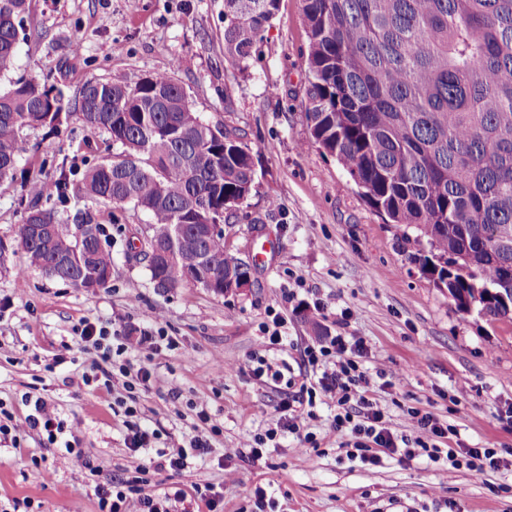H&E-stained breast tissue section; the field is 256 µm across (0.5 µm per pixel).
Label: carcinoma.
I'll return each mask as SVG.
<instances>
[{"instance_id": "cac0c4a2", "label": "carcinoma", "mask_w": 512, "mask_h": 512, "mask_svg": "<svg viewBox=\"0 0 512 512\" xmlns=\"http://www.w3.org/2000/svg\"><path fill=\"white\" fill-rule=\"evenodd\" d=\"M280 0H224V63L245 68ZM28 0H0V76L13 67ZM314 142L371 206L413 226L421 258L463 313L512 323V0H303ZM76 118L115 151L79 179L63 162L52 193L25 182L20 245L27 262L76 288L112 281L95 206L131 204L148 215L139 239L154 286L205 288L250 274L227 248L224 211L255 187L237 137L203 122L175 70L135 82L90 77L70 98L30 76L0 91V182L30 153L26 128ZM55 206L44 208L43 199ZM42 224L35 238L29 225ZM156 260L149 246L169 249Z\"/></svg>"}]
</instances>
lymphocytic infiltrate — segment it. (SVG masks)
<instances>
[{
    "label": "lymphocytic infiltrate",
    "mask_w": 512,
    "mask_h": 512,
    "mask_svg": "<svg viewBox=\"0 0 512 512\" xmlns=\"http://www.w3.org/2000/svg\"><path fill=\"white\" fill-rule=\"evenodd\" d=\"M80 339L92 343L101 362L120 379L126 392L147 387L151 372L147 367H134L125 357L129 347L137 345L150 350L173 348V338L152 327L129 328L110 322L104 325L82 323L76 329ZM365 345L362 339L329 336L306 346L303 361L311 367L312 376L284 377L279 367L265 357L251 356L252 374L261 382H286L292 392L281 405L283 420L276 427L261 433H246L239 444L251 461H261L271 445L277 444L282 431L299 434L302 444H314L307 427L315 417L316 404H330L336 410L335 428L349 432L348 445L360 460L379 465L383 458L400 457L410 460L427 456L431 461L447 458L450 462L465 460L477 471L498 470L505 462L501 448H450L440 450L441 439L452 434L450 425L441 423L433 413L410 407L406 415L409 434L392 430L383 411L372 396L370 379L359 359ZM45 435L49 443L63 442L65 451L59 462L68 467L84 468L88 462L78 447L80 428L77 423L58 419L43 398H35L32 412L24 420H0V444L20 447L28 431ZM147 468L139 467L126 477L96 482L93 493L98 512H223L224 498L217 492H202L188 498L183 488L172 486L158 493L151 489Z\"/></svg>",
    "instance_id": "1"
}]
</instances>
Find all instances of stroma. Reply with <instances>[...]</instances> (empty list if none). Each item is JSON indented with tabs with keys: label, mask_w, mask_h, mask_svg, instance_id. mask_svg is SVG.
I'll list each match as a JSON object with an SVG mask.
<instances>
[{
	"label": "stroma",
	"mask_w": 512,
	"mask_h": 512,
	"mask_svg": "<svg viewBox=\"0 0 512 512\" xmlns=\"http://www.w3.org/2000/svg\"><path fill=\"white\" fill-rule=\"evenodd\" d=\"M302 0H280L277 15L239 71L224 64V0H30L13 77L34 73L70 89L90 76L135 81L174 69L199 117L247 145L255 187L234 208L227 243L251 266V286L216 295L201 288L155 290L130 241L148 222L133 206L101 209L102 243L113 257L108 287L87 293L27 266L19 246L21 181L0 183V405L21 420L26 394L43 397L64 421H78L89 468L56 467V449L39 432L20 448L0 447V512L28 500L34 512H98L93 480L126 476L148 460L125 445L118 400L123 390L84 385L95 353L75 326L123 320L158 325L173 349L129 350L151 373L136 390L142 425L160 449L196 434L212 450L190 470H151L156 488L186 492L214 486L224 512H252L256 485L267 486L277 512H512V467L477 473L463 465L419 458L370 466L347 456L348 433L336 432L334 407H316L309 430L317 447L284 433L267 458L228 456L248 432L275 426L285 384L253 378L251 355L304 369L303 349L323 336L365 342L361 364L373 396L395 432L405 410L419 407L452 425L449 447L512 448V323L457 310L416 260L427 253L415 228L387 223L335 158L311 137L304 117L308 69ZM53 176L61 160L81 172L103 155L101 136L77 121L54 134L27 133ZM294 340L286 352L265 348L274 316ZM67 363L52 366L57 354ZM223 369H216V358ZM207 411L201 422L199 411ZM56 475H48V468ZM233 479H225V472Z\"/></svg>",
	"instance_id": "35a3bbf8"
}]
</instances>
